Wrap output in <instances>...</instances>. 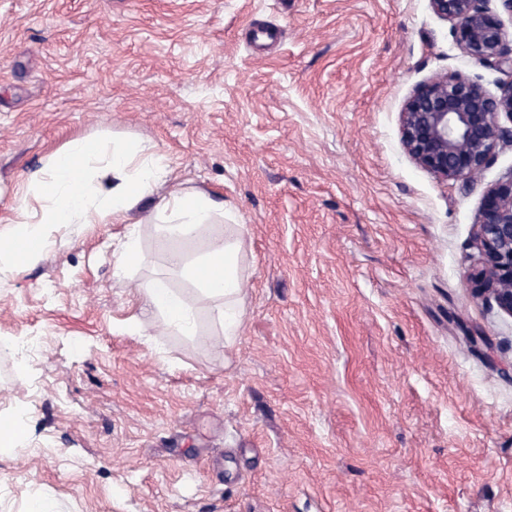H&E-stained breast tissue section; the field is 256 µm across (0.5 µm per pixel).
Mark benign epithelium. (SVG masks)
<instances>
[{"label":"benign epithelium","mask_w":512,"mask_h":512,"mask_svg":"<svg viewBox=\"0 0 512 512\" xmlns=\"http://www.w3.org/2000/svg\"><path fill=\"white\" fill-rule=\"evenodd\" d=\"M429 0L438 17L453 24L463 52L508 75L495 93L463 73L437 76L418 85L400 116L401 143L411 160L438 178L473 177L495 149L512 144V38L500 11L512 15V0ZM480 268L473 294L512 317V174L485 192L476 217Z\"/></svg>","instance_id":"7a95c632"}]
</instances>
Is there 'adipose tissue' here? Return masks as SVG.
I'll use <instances>...</instances> for the list:
<instances>
[{
	"label": "adipose tissue",
	"instance_id": "1",
	"mask_svg": "<svg viewBox=\"0 0 512 512\" xmlns=\"http://www.w3.org/2000/svg\"><path fill=\"white\" fill-rule=\"evenodd\" d=\"M167 166L151 146L130 139L104 142L79 137L53 152L30 181L39 215L20 199L9 226L0 228V274L38 260L54 224L163 223L158 248L170 268L191 284V294L163 279L134 284L143 309L177 336L197 335L201 313L215 325V344L233 347L243 333L250 283L241 262L247 227L232 223V207L197 190L167 188ZM211 224L223 225L202 253L189 258L185 244Z\"/></svg>",
	"mask_w": 512,
	"mask_h": 512
}]
</instances>
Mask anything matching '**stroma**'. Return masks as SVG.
Segmentation results:
<instances>
[{"instance_id":"1","label":"stroma","mask_w":512,"mask_h":512,"mask_svg":"<svg viewBox=\"0 0 512 512\" xmlns=\"http://www.w3.org/2000/svg\"><path fill=\"white\" fill-rule=\"evenodd\" d=\"M495 90L428 0H0V221L76 137L154 145L246 225L232 349L142 311L157 224H61L0 279V512H512V317L473 296L475 218L512 172L417 166L414 88ZM141 261L113 274L112 240Z\"/></svg>"}]
</instances>
